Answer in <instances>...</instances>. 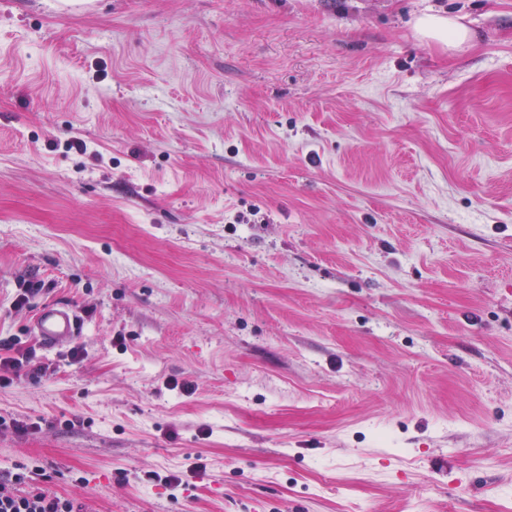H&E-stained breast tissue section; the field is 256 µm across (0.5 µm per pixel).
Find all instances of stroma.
Segmentation results:
<instances>
[{"mask_svg": "<svg viewBox=\"0 0 512 512\" xmlns=\"http://www.w3.org/2000/svg\"><path fill=\"white\" fill-rule=\"evenodd\" d=\"M0 338L94 512H512V0H0ZM415 27L422 37L447 42L448 48H457L471 39L467 26L452 16H424L416 21ZM82 321L77 311L64 304H49L38 313L32 333L42 344L54 346L79 335ZM36 354L32 348L23 351L17 350L13 355H0V370L2 368L12 371L26 370L32 375H39L45 372V368L35 361Z\"/></svg>", "mask_w": 512, "mask_h": 512, "instance_id": "35a3bbf8", "label": "stroma"}]
</instances>
